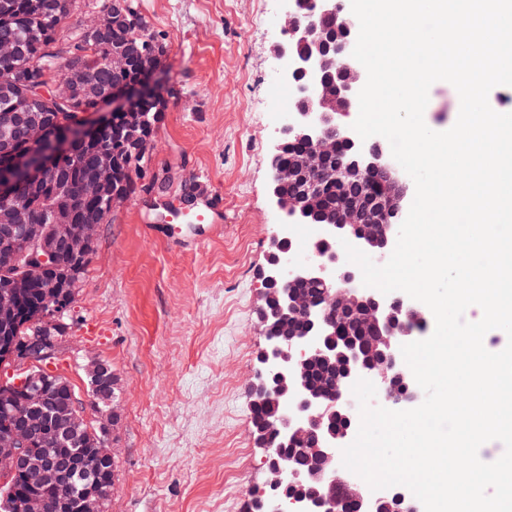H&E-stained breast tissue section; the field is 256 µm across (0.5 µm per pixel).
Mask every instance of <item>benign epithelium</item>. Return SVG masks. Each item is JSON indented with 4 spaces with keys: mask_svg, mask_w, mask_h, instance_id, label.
Segmentation results:
<instances>
[{
    "mask_svg": "<svg viewBox=\"0 0 512 512\" xmlns=\"http://www.w3.org/2000/svg\"><path fill=\"white\" fill-rule=\"evenodd\" d=\"M286 11L282 36L276 46L280 59L286 61L282 78L295 86L297 96L293 112L275 131L269 153L272 200L283 214L284 224H320L322 232L313 243L314 258L305 264H293L289 253L294 243L287 234H276L270 240L267 266L262 272L265 285H283L281 298L274 307L262 309L260 316L266 339L258 362L254 396H274L287 410L274 414L270 427L284 444L298 449L313 465L300 468L291 456L274 448L270 455V477L266 496H259L260 512H337L340 496L357 503L359 512H386L393 494L388 488L380 495L364 496L360 485L341 476L337 449L358 431L359 413L347 395V387L359 378L376 382L377 404L388 409L403 408L419 399V386L401 356L400 347L409 341V322L424 316L423 308L409 296L398 293L384 295L372 288L361 287L360 269L347 264L341 256L340 239L354 241L361 250L379 261L389 258L399 227L411 199L410 183L392 158L387 142L370 137L363 141L347 119L357 118L358 93L367 73L353 56L359 23L351 11L349 0H308L310 19L299 18L301 0H285ZM122 14L133 26L140 24V13L133 0H104L97 19L76 40L82 50L102 40L112 27L115 16ZM338 17L344 37L330 44L315 23L317 18ZM23 49L9 38H0V93L9 92L14 77V62ZM161 81L155 69L143 73V82L101 91L92 84H78L70 74L56 77L50 84L58 103H69L81 92L91 95L97 109L87 112L68 127L62 137L51 136L43 115L35 111L38 99L29 98L23 108L0 114V156L13 158L12 170L21 179L8 177L0 170V323L17 320L40 267L52 264L60 255L81 257L95 244L101 225L108 223L117 208L126 201L122 195L104 197L112 185V153L102 150L92 174L79 188L84 199L105 202L103 217L92 224L75 223L53 213L52 224L29 217L22 205L15 203L16 186L26 189L51 184L58 196L71 193L70 185L60 179L59 166L72 161V145L84 141L96 131H112V113L130 112L133 102L144 90L156 94ZM21 128L27 149L19 150L12 131ZM342 131L349 151L346 173L360 176L377 169L386 181L374 194L379 210L377 233H368L354 223L356 204L338 199V209L346 215L344 224H327L319 187L313 175L320 172L326 158L336 152V131ZM288 139L305 144L294 164L285 167L281 155ZM300 179L304 188L294 199L284 197L280 185ZM181 181L171 169L159 173L143 198L163 201L175 183ZM303 282L321 289L323 298L345 313L364 312L356 317L368 335L357 343L340 344L328 330L330 322L317 304L304 292L289 285ZM38 304L42 313L52 314L63 323L64 309L58 304V289H40ZM302 317L306 332H280L288 318ZM60 338L48 332L38 337L31 348L19 353L10 337L0 336V368L26 367L14 382L0 386V488L8 485L19 472L40 482L37 490L11 494L12 512H105L110 500V487L95 486L71 501L60 495L73 468L60 471L48 462L63 453L61 446L69 441L93 449L95 458L114 463L112 434L118 421L114 408L98 417L99 432L80 427L89 423L86 414L78 413V399L52 403V386L46 376L59 373L46 368L58 356ZM382 355L377 363L369 354ZM314 359L342 362L344 373L336 389L325 393L308 382V368ZM89 377L102 384L115 380L110 364L101 359L85 367ZM21 391L16 401L15 391ZM342 417L345 426L323 430L325 420ZM311 483L322 489L319 499L303 495L288 497L278 490L289 485Z\"/></svg>",
    "mask_w": 512,
    "mask_h": 512,
    "instance_id": "obj_1",
    "label": "benign epithelium"
}]
</instances>
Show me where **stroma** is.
I'll return each mask as SVG.
<instances>
[{"label":"stroma","instance_id":"35a3bbf8","mask_svg":"<svg viewBox=\"0 0 512 512\" xmlns=\"http://www.w3.org/2000/svg\"><path fill=\"white\" fill-rule=\"evenodd\" d=\"M137 2L167 38L160 74L178 91L151 165L194 177L222 219L161 214L138 196L120 205L100 228L60 367L80 387L82 364L99 358L118 379L109 512H251L268 474L250 405L265 346L261 271L283 229L268 153L284 4ZM459 110L450 83L431 86L425 120L448 129Z\"/></svg>","mask_w":512,"mask_h":512}]
</instances>
